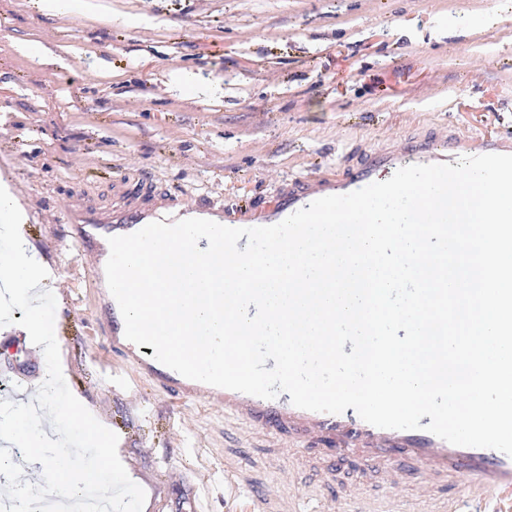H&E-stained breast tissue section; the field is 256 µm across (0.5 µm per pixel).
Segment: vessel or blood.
Wrapping results in <instances>:
<instances>
[{"mask_svg": "<svg viewBox=\"0 0 512 512\" xmlns=\"http://www.w3.org/2000/svg\"><path fill=\"white\" fill-rule=\"evenodd\" d=\"M465 152L472 156L512 154V143L489 138L468 148L458 136L445 141H409L377 159L344 170L341 179L324 182L321 187H314L307 181L289 184L287 193L268 209L266 222L277 224L320 197L346 194L370 183L387 180L404 166L456 163ZM186 218L220 223L224 220V209L207 200L183 208L163 193L103 207L85 193L80 202L67 207L63 215L65 223L74 226V239L80 245L131 234L155 221L170 224ZM107 343L116 351H134V363L140 373L158 382L175 400H216L226 412L266 430L295 434L318 431L325 443L335 448L321 477L323 488H330L335 470L351 454L369 468L393 459L408 460L431 469L469 476V483L454 486L447 501V512H512V457L494 449L452 445L428 432L429 417L421 418V427L417 430L380 429L364 422L351 408L341 414L308 411L295 407L286 393L266 400L187 379L154 360L155 350L151 345L133 346L126 339L123 328L118 326L113 328ZM0 377L11 383L15 397L21 400L36 381L37 374L9 364L0 370Z\"/></svg>", "mask_w": 512, "mask_h": 512, "instance_id": "vessel-or-blood-1", "label": "vessel or blood"}]
</instances>
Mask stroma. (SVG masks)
Returning <instances> with one entry per match:
<instances>
[{
    "instance_id": "1",
    "label": "stroma",
    "mask_w": 512,
    "mask_h": 512,
    "mask_svg": "<svg viewBox=\"0 0 512 512\" xmlns=\"http://www.w3.org/2000/svg\"><path fill=\"white\" fill-rule=\"evenodd\" d=\"M184 71L198 76L197 96L177 88ZM497 132L512 135V0H84L53 16L0 0V176L26 213L29 248L60 269L51 290L66 383L121 431L143 512H191L196 491L209 512H247V500H224L234 448L255 491L312 508L325 456L313 438L258 429L217 402L174 404L109 350L99 257L73 248L65 205L86 192L107 207L120 186L143 185L261 212L282 183L335 178L404 140ZM389 475L400 503L420 481H455L352 458L335 489L346 502L379 498Z\"/></svg>"
}]
</instances>
